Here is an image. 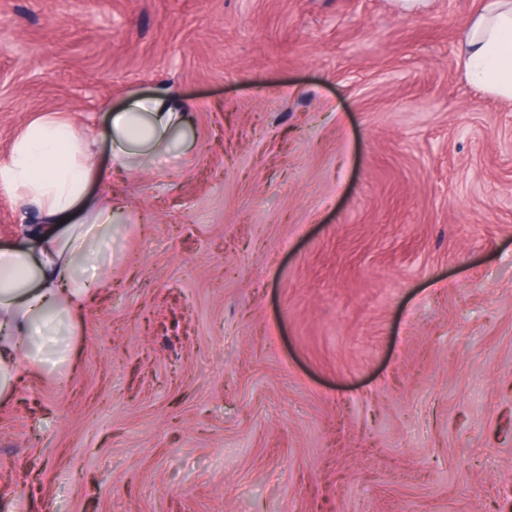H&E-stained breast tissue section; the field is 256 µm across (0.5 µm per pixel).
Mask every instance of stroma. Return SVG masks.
Returning a JSON list of instances; mask_svg holds the SVG:
<instances>
[{"mask_svg": "<svg viewBox=\"0 0 512 512\" xmlns=\"http://www.w3.org/2000/svg\"><path fill=\"white\" fill-rule=\"evenodd\" d=\"M483 0H0V164L69 123L128 220L70 364L0 401V512H512V102ZM162 87L190 148L111 168ZM39 208L0 191V248ZM463 65L473 83L512 100L511 0H484L468 23Z\"/></svg>", "mask_w": 512, "mask_h": 512, "instance_id": "35a3bbf8", "label": "stroma"}]
</instances>
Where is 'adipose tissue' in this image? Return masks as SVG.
<instances>
[{"label": "adipose tissue", "mask_w": 512, "mask_h": 512, "mask_svg": "<svg viewBox=\"0 0 512 512\" xmlns=\"http://www.w3.org/2000/svg\"><path fill=\"white\" fill-rule=\"evenodd\" d=\"M463 65L473 83L512 100V0H484L464 36ZM188 122L186 104L167 90L112 111L113 168L165 157ZM90 178L73 130L53 118L30 125L0 167V189L37 203L47 221L38 253L0 249V395L24 368L73 356L75 320L100 280L114 222L111 203L89 198Z\"/></svg>", "instance_id": "adipose-tissue-1"}]
</instances>
